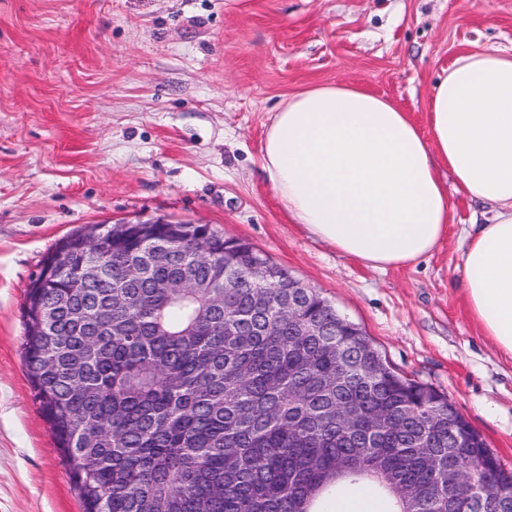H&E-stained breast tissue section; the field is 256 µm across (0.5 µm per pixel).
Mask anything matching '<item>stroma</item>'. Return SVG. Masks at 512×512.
Returning a JSON list of instances; mask_svg holds the SVG:
<instances>
[{"mask_svg": "<svg viewBox=\"0 0 512 512\" xmlns=\"http://www.w3.org/2000/svg\"><path fill=\"white\" fill-rule=\"evenodd\" d=\"M512 45V0H0V512H81L21 358L27 285L88 224L164 218L251 243L444 394L512 471V357L462 286L460 223L374 270L292 223L261 166L272 112L349 83L426 124L460 53Z\"/></svg>", "mask_w": 512, "mask_h": 512, "instance_id": "1", "label": "stroma"}]
</instances>
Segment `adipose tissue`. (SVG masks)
I'll use <instances>...</instances> for the list:
<instances>
[{
	"instance_id": "1",
	"label": "adipose tissue",
	"mask_w": 512,
	"mask_h": 512,
	"mask_svg": "<svg viewBox=\"0 0 512 512\" xmlns=\"http://www.w3.org/2000/svg\"><path fill=\"white\" fill-rule=\"evenodd\" d=\"M427 130L390 99L339 83L272 114L262 168L293 223L374 269L413 266L448 236L440 177L484 206L462 227L463 282L484 335L512 356V48L457 56L434 85Z\"/></svg>"
}]
</instances>
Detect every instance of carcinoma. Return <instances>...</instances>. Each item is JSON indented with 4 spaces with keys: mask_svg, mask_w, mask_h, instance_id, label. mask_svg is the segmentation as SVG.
I'll return each instance as SVG.
<instances>
[{
    "mask_svg": "<svg viewBox=\"0 0 512 512\" xmlns=\"http://www.w3.org/2000/svg\"><path fill=\"white\" fill-rule=\"evenodd\" d=\"M90 246L65 243L56 267L27 289L23 319L56 318L24 334L23 360L83 512H320L343 488L369 483L395 512H428L422 496L475 512L453 461L448 426L428 420L447 399L405 378L317 292L288 317L278 288H226L264 263L206 224H104ZM162 246L173 261L155 264ZM90 267L99 269L87 277ZM163 281L184 288H160ZM378 407L392 424L336 430V408ZM465 469L512 483L483 438ZM359 467L336 474V458Z\"/></svg>",
    "mask_w": 512,
    "mask_h": 512,
    "instance_id": "cac0c4a2",
    "label": "carcinoma"
}]
</instances>
